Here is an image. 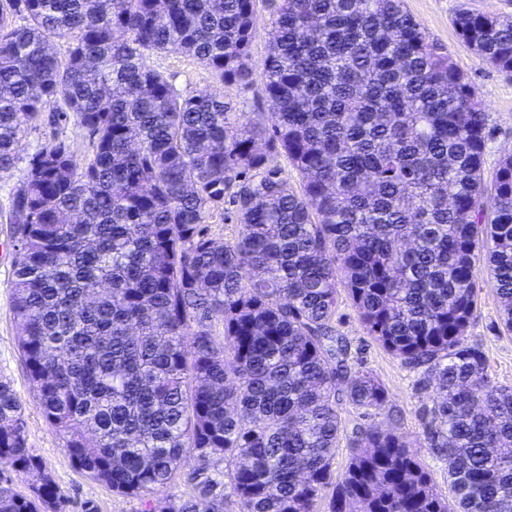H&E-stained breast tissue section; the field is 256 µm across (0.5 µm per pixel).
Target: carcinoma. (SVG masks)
Listing matches in <instances>:
<instances>
[{"label":"carcinoma","mask_w":512,"mask_h":512,"mask_svg":"<svg viewBox=\"0 0 512 512\" xmlns=\"http://www.w3.org/2000/svg\"><path fill=\"white\" fill-rule=\"evenodd\" d=\"M255 6L0 0V172L43 119L88 135L80 164L56 134L40 145L9 196L13 319L44 418L119 495L167 487L193 451L224 462L201 485L209 512L230 497L238 512H316L325 496L329 512H512V385L467 340L483 265L512 332V152L486 179L477 89L404 0L273 5L269 127L151 64L174 51L252 84ZM453 26L512 76L511 15L462 8ZM226 197L232 241L205 226ZM343 289L367 335L432 388L426 443L456 506L387 426L355 425L333 475L341 405L368 416L386 401L336 335ZM62 500L0 380V512Z\"/></svg>","instance_id":"obj_1"}]
</instances>
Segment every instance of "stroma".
Returning <instances> with one entry per match:
<instances>
[{
  "label": "stroma",
  "mask_w": 512,
  "mask_h": 512,
  "mask_svg": "<svg viewBox=\"0 0 512 512\" xmlns=\"http://www.w3.org/2000/svg\"><path fill=\"white\" fill-rule=\"evenodd\" d=\"M408 11L431 39L449 52L459 68L475 85L488 115L490 137L487 142L484 168L493 173L498 159L512 151V76H505L483 62L457 38L451 19L460 6L476 12L512 15V0H405ZM153 65L172 73L177 87L196 93L217 92L245 120L270 125L271 105L264 98L261 79L248 86L220 83L203 65L182 55L169 52L153 55ZM50 127L37 124L25 127L20 134L17 151L20 159L10 170L0 172V379L9 382L22 405L26 422V440L30 452L53 475L65 504L63 512H144L146 504L163 508L168 503L194 497L198 512H207L208 497L200 495L198 483L207 478H220L223 463L199 461L187 454L174 480L162 491L152 494L150 501L112 493L111 489L80 471L70 460L64 441L49 425L38 395L28 380L18 352L17 331L12 316V260L9 197L26 170L25 160L41 143L47 142ZM476 317L468 331V339L483 349L493 380L512 385V332L505 331L500 321L501 303L492 283L479 278ZM334 326L338 335L351 346V362L355 370L371 372L385 387L387 401L383 410L362 416L352 406L341 408L344 430L357 423L390 425L406 437L414 453L423 460L432 480L441 493H448V473L444 462L425 446L427 417L430 405L428 391L419 383L420 375L401 364L367 335L348 295H341Z\"/></svg>",
  "instance_id": "obj_1"
}]
</instances>
